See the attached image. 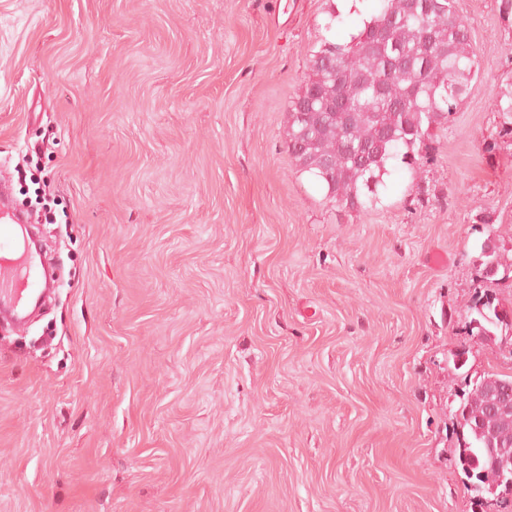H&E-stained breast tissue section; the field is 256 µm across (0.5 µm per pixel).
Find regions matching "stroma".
Returning a JSON list of instances; mask_svg holds the SVG:
<instances>
[{"label":"stroma","instance_id":"stroma-1","mask_svg":"<svg viewBox=\"0 0 512 512\" xmlns=\"http://www.w3.org/2000/svg\"><path fill=\"white\" fill-rule=\"evenodd\" d=\"M499 4L456 0L479 75L351 211L288 108L375 0H0V171L64 269L0 339V512H512L454 452L465 378L512 375L467 330L477 294L512 309L480 266L512 258Z\"/></svg>","mask_w":512,"mask_h":512}]
</instances>
